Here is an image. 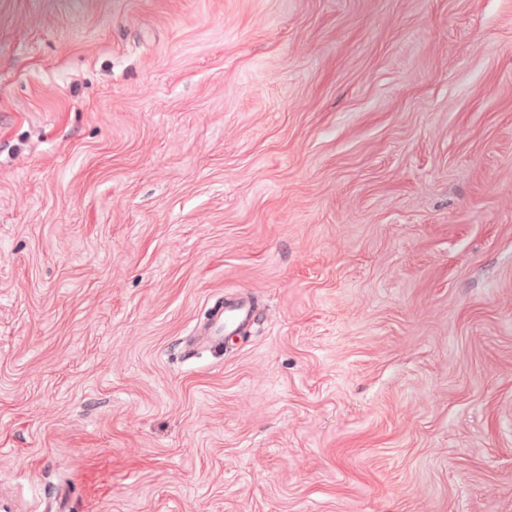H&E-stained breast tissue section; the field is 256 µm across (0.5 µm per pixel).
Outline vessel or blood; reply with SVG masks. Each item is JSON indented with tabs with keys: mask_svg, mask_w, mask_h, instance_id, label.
I'll list each match as a JSON object with an SVG mask.
<instances>
[{
	"mask_svg": "<svg viewBox=\"0 0 512 512\" xmlns=\"http://www.w3.org/2000/svg\"><path fill=\"white\" fill-rule=\"evenodd\" d=\"M257 307L250 296L242 295L231 299H218L212 306L200 337L190 338L183 345L185 357H194L199 338H206L212 346L220 347L225 337L232 336L247 328L256 317Z\"/></svg>",
	"mask_w": 512,
	"mask_h": 512,
	"instance_id": "1",
	"label": "vessel or blood"
}]
</instances>
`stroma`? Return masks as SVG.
<instances>
[{
  "instance_id": "stroma-1",
  "label": "stroma",
  "mask_w": 512,
  "mask_h": 512,
  "mask_svg": "<svg viewBox=\"0 0 512 512\" xmlns=\"http://www.w3.org/2000/svg\"><path fill=\"white\" fill-rule=\"evenodd\" d=\"M0 512H512V0H0ZM256 312L257 307L248 295L231 299L221 297L211 307L209 318L198 335L205 336L212 346L223 348L224 335H236L247 328L255 320ZM198 335L184 342L183 353L187 359L194 357L198 351Z\"/></svg>"
}]
</instances>
